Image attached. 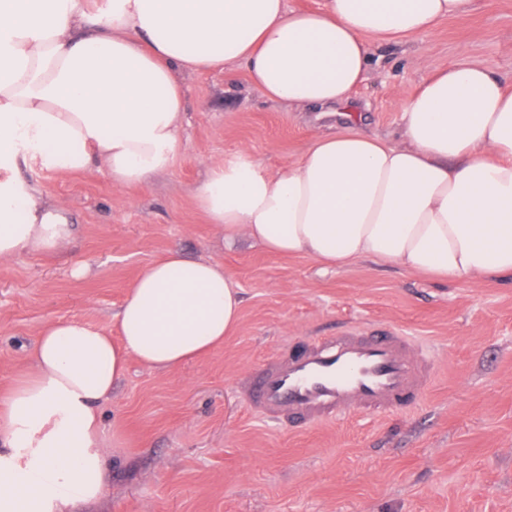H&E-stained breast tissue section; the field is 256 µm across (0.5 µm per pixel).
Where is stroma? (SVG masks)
Here are the masks:
<instances>
[{
	"label": "stroma",
	"mask_w": 512,
	"mask_h": 512,
	"mask_svg": "<svg viewBox=\"0 0 512 512\" xmlns=\"http://www.w3.org/2000/svg\"><path fill=\"white\" fill-rule=\"evenodd\" d=\"M411 47L439 66L466 58L511 80L512 0H475ZM423 77L402 46L376 47L353 95L363 129L398 141ZM333 123L267 99L243 72L207 71L185 75L175 162L144 186L20 166L66 207L75 232L58 251L0 262V395L29 371L38 328L56 318L115 327L133 280L169 250L222 263L242 299L222 347L172 370L131 363L101 405L103 494L71 512H512L511 280L447 282L370 261L326 270L225 243L198 205L206 163L244 148L273 171ZM78 260L85 276L72 273ZM348 326L434 347L435 377L412 411L291 432L241 399L247 371Z\"/></svg>",
	"instance_id": "stroma-1"
}]
</instances>
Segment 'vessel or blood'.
Here are the masks:
<instances>
[{
  "label": "vessel or blood",
  "mask_w": 512,
  "mask_h": 512,
  "mask_svg": "<svg viewBox=\"0 0 512 512\" xmlns=\"http://www.w3.org/2000/svg\"><path fill=\"white\" fill-rule=\"evenodd\" d=\"M434 374L431 355L410 337L355 328L266 361L239 392L264 420L307 428L351 413L408 411Z\"/></svg>",
  "instance_id": "vessel-or-blood-1"
}]
</instances>
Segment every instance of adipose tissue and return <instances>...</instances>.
<instances>
[{"label":"adipose tissue","instance_id":"adipose-tissue-1","mask_svg":"<svg viewBox=\"0 0 512 512\" xmlns=\"http://www.w3.org/2000/svg\"><path fill=\"white\" fill-rule=\"evenodd\" d=\"M473 0H0V260L58 250L74 226L20 178L104 173L140 186L173 163L183 75L243 70L302 111L350 101L373 44H406ZM401 141L344 123L271 171L246 151L207 167L196 198L227 242L323 268L370 259L447 281L512 276V88L466 60L421 56ZM239 290L222 264L172 250L131 284L120 338L72 319L40 327L32 372L0 397V512H67L107 480L98 405L131 361L170 370L223 345Z\"/></svg>","mask_w":512,"mask_h":512}]
</instances>
